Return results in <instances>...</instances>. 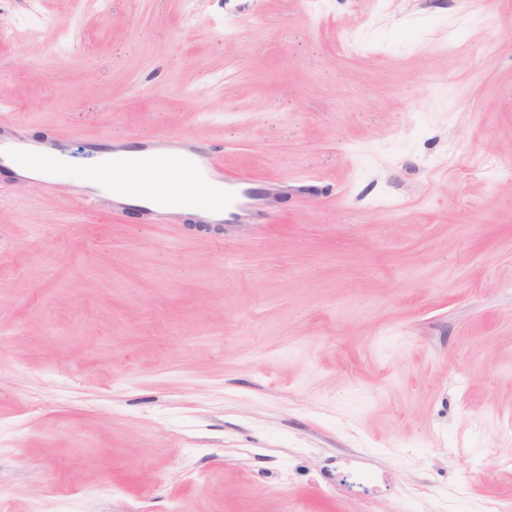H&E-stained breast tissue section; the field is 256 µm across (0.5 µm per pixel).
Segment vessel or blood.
Segmentation results:
<instances>
[{
    "instance_id": "1",
    "label": "vessel or blood",
    "mask_w": 512,
    "mask_h": 512,
    "mask_svg": "<svg viewBox=\"0 0 512 512\" xmlns=\"http://www.w3.org/2000/svg\"><path fill=\"white\" fill-rule=\"evenodd\" d=\"M32 146L24 128L17 123H0V169H12L21 155ZM89 151L99 158V166L87 173L86 185L69 183L53 177L52 172L65 154L63 144L51 141L43 146V171L39 185L52 196H66L89 208H101L112 213L136 210L144 223L171 224L186 209L192 208L198 185L215 189L208 211L197 215L202 224H269L273 216L264 203L270 187L259 184L248 173L224 171L220 151L188 137L151 139L136 148L135 155L102 141L88 144ZM150 157L155 163L172 166L191 176L181 189L178 200H162L128 185H116L109 196L98 194L92 187L112 168L139 169L141 157Z\"/></svg>"
}]
</instances>
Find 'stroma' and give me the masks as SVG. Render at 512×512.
I'll list each match as a JSON object with an SVG mask.
<instances>
[{"label": "stroma", "mask_w": 512, "mask_h": 512, "mask_svg": "<svg viewBox=\"0 0 512 512\" xmlns=\"http://www.w3.org/2000/svg\"><path fill=\"white\" fill-rule=\"evenodd\" d=\"M0 114L277 217L0 193V512H512V0H0ZM43 171L39 178L16 175L12 184L0 185L11 188L26 183H37L51 196H67L88 208H101L111 213H122L135 209L147 224H175L176 217L185 209L193 208L198 184L214 188L218 196L212 197L210 209L197 214L200 224H273V215L263 208L273 189L255 181L246 172H224L221 151L205 146L186 136L164 139H150L133 150H125L102 141L88 142V150L99 158L101 165L86 174L87 182L94 183L112 167L140 169V159L149 156L156 164L173 166L188 172L195 180L186 182L181 188L179 201L162 200L157 197H174L186 180L181 173L166 168H152L143 171L148 182L140 179L138 187L157 197L132 188L130 185L114 186L109 196L98 194L90 186H81L52 177L54 168L65 154L64 145L50 141L42 144ZM128 152L138 155L130 156Z\"/></svg>", "instance_id": "obj_1"}]
</instances>
